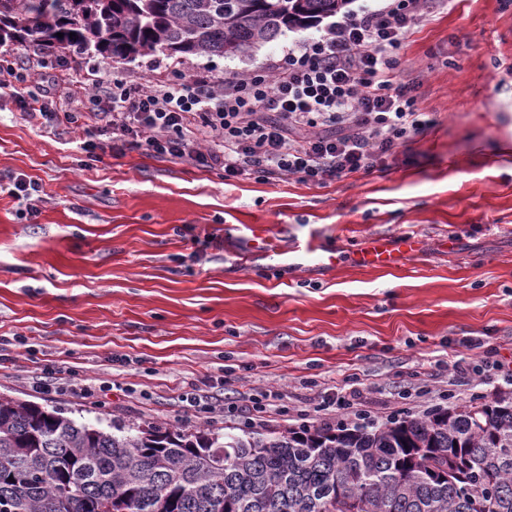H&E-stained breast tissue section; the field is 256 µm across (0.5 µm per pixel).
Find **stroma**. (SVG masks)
Returning <instances> with one entry per match:
<instances>
[{
  "instance_id": "35a3bbf8",
  "label": "stroma",
  "mask_w": 512,
  "mask_h": 512,
  "mask_svg": "<svg viewBox=\"0 0 512 512\" xmlns=\"http://www.w3.org/2000/svg\"><path fill=\"white\" fill-rule=\"evenodd\" d=\"M288 30L245 55L190 56L177 68L221 82L282 59L324 34ZM403 78L433 128L383 169L323 185L297 177L225 179L128 149L88 160L83 129L47 132L0 97V178L41 186L40 214L0 193V394L124 424L240 431L179 402L196 385L282 391L293 411L268 430L319 426L307 399L351 373L384 392L376 421L506 391L497 380L433 384L438 360L476 358L477 339L512 359V0H446L398 52ZM169 58L102 60L104 78L166 77ZM411 235L421 249L389 268L338 260L289 264L297 243L344 254L372 238ZM107 394L43 393L48 361Z\"/></svg>"
}]
</instances>
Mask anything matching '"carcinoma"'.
Wrapping results in <instances>:
<instances>
[{
    "instance_id": "carcinoma-1",
    "label": "carcinoma",
    "mask_w": 512,
    "mask_h": 512,
    "mask_svg": "<svg viewBox=\"0 0 512 512\" xmlns=\"http://www.w3.org/2000/svg\"><path fill=\"white\" fill-rule=\"evenodd\" d=\"M348 3L0 0V43L234 55ZM0 512H512V392L352 429L222 435L78 422L0 395Z\"/></svg>"
}]
</instances>
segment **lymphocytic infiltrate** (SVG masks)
Segmentation results:
<instances>
[{"label": "lymphocytic infiltrate", "mask_w": 512, "mask_h": 512, "mask_svg": "<svg viewBox=\"0 0 512 512\" xmlns=\"http://www.w3.org/2000/svg\"><path fill=\"white\" fill-rule=\"evenodd\" d=\"M427 0H386L332 23L326 36L289 48L243 78L216 82L200 71L190 80L159 84L101 77L91 61L9 60L0 73L18 85L14 98L30 120L50 129L85 127L89 157L130 145L170 160L222 170L225 179L275 180L294 175L323 185L382 168L388 156L433 124L399 73L397 52L425 20ZM54 67L52 97L30 89L39 69ZM33 385L83 395L106 392L109 382H76L71 370L47 364ZM368 388L345 375L334 396L321 400L356 420L368 416Z\"/></svg>", "instance_id": "lymphocytic-infiltrate-1"}]
</instances>
